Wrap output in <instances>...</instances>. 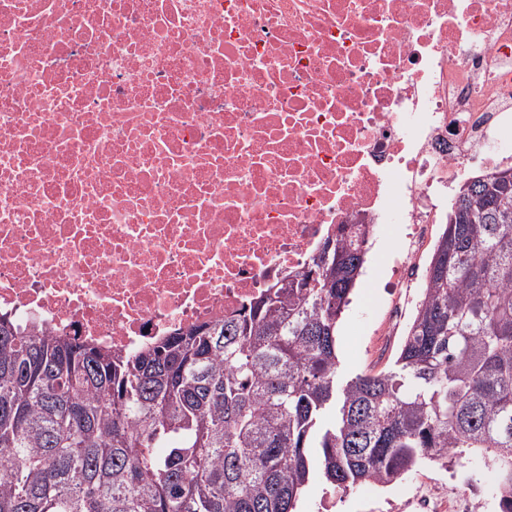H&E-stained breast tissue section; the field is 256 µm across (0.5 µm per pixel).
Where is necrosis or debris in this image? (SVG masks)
Returning <instances> with one entry per match:
<instances>
[{"mask_svg":"<svg viewBox=\"0 0 512 512\" xmlns=\"http://www.w3.org/2000/svg\"><path fill=\"white\" fill-rule=\"evenodd\" d=\"M512 160V0H0V315L131 355Z\"/></svg>","mask_w":512,"mask_h":512,"instance_id":"necrosis-or-debris-1","label":"necrosis or debris"}]
</instances>
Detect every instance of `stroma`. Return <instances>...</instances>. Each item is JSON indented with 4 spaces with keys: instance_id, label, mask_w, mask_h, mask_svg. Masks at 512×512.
I'll use <instances>...</instances> for the list:
<instances>
[{
    "instance_id": "35a3bbf8",
    "label": "stroma",
    "mask_w": 512,
    "mask_h": 512,
    "mask_svg": "<svg viewBox=\"0 0 512 512\" xmlns=\"http://www.w3.org/2000/svg\"><path fill=\"white\" fill-rule=\"evenodd\" d=\"M401 256L400 227L384 225L373 237L351 303L336 327V353L341 379L357 374L378 373L393 368L401 338L384 335L387 303L400 294L405 306L401 328H408L422 288L413 285L393 291L388 269ZM463 497L477 512H499L498 496L491 478L484 472L478 452H466L452 463L428 462L397 482L380 486L360 485L344 492L326 485H311L300 504V512H415L418 498L432 491Z\"/></svg>"
}]
</instances>
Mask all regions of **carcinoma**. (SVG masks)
<instances>
[{
	"label": "carcinoma",
	"mask_w": 512,
	"mask_h": 512,
	"mask_svg": "<svg viewBox=\"0 0 512 512\" xmlns=\"http://www.w3.org/2000/svg\"><path fill=\"white\" fill-rule=\"evenodd\" d=\"M372 225L238 315L122 356L0 317V512H297L482 454L512 512V180L459 190L394 369L342 384Z\"/></svg>",
	"instance_id": "carcinoma-1"
}]
</instances>
